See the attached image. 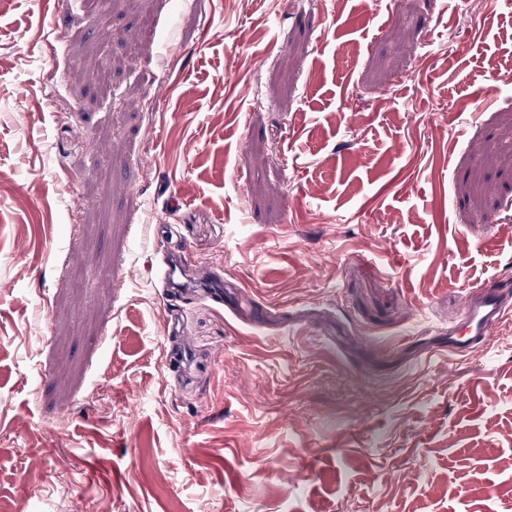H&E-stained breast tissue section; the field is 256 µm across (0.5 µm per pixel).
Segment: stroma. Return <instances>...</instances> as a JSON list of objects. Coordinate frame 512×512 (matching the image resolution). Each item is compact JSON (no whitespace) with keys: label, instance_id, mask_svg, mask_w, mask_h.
I'll return each mask as SVG.
<instances>
[{"label":"stroma","instance_id":"obj_1","mask_svg":"<svg viewBox=\"0 0 512 512\" xmlns=\"http://www.w3.org/2000/svg\"><path fill=\"white\" fill-rule=\"evenodd\" d=\"M494 281L512 0H0L1 503L512 512ZM512 316V295L509 289L482 284L463 299L456 328L448 335V343L430 348L423 354L426 362L436 351L463 358L473 349H488L500 325Z\"/></svg>","mask_w":512,"mask_h":512}]
</instances>
